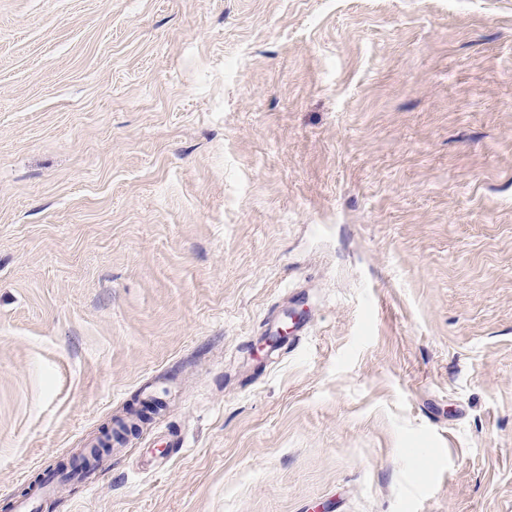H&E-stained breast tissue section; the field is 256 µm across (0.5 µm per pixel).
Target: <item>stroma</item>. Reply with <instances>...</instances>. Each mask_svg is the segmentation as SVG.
Listing matches in <instances>:
<instances>
[{
  "label": "stroma",
  "mask_w": 512,
  "mask_h": 512,
  "mask_svg": "<svg viewBox=\"0 0 512 512\" xmlns=\"http://www.w3.org/2000/svg\"><path fill=\"white\" fill-rule=\"evenodd\" d=\"M147 385L53 512H512V0H0V505Z\"/></svg>",
  "instance_id": "stroma-1"
}]
</instances>
